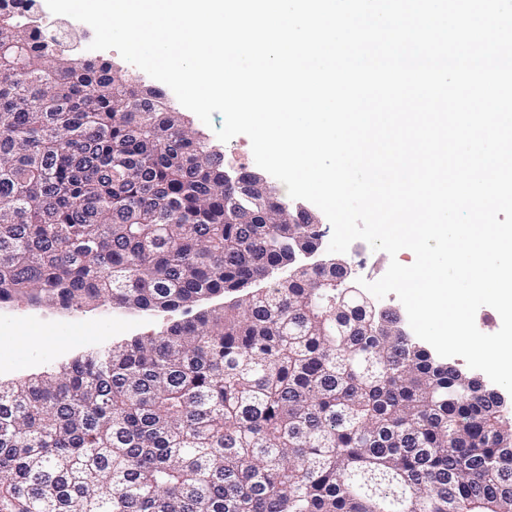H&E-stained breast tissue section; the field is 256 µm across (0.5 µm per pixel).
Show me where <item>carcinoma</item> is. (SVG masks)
I'll list each match as a JSON object with an SVG mask.
<instances>
[{
	"label": "carcinoma",
	"instance_id": "cac0c4a2",
	"mask_svg": "<svg viewBox=\"0 0 512 512\" xmlns=\"http://www.w3.org/2000/svg\"><path fill=\"white\" fill-rule=\"evenodd\" d=\"M157 89L0 0V306L175 311L319 248L230 224ZM336 260L0 381V512H512V410L385 325Z\"/></svg>",
	"mask_w": 512,
	"mask_h": 512
}]
</instances>
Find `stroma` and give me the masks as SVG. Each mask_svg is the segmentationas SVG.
Here are the masks:
<instances>
[{"label":"stroma","mask_w":512,"mask_h":512,"mask_svg":"<svg viewBox=\"0 0 512 512\" xmlns=\"http://www.w3.org/2000/svg\"><path fill=\"white\" fill-rule=\"evenodd\" d=\"M51 326L47 335L13 323L0 327V379L12 381L58 369L72 359L123 344L137 337L157 334L173 321L170 313L121 310V322L112 311L68 312L48 305L37 308Z\"/></svg>","instance_id":"obj_1"}]
</instances>
